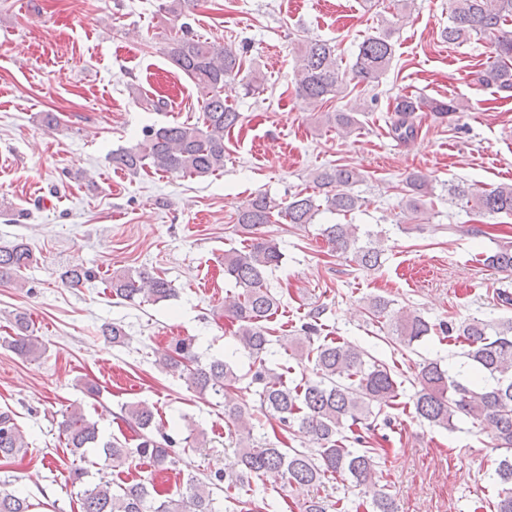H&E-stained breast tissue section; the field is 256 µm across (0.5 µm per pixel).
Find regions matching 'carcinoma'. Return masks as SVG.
Segmentation results:
<instances>
[{
	"instance_id": "1",
	"label": "carcinoma",
	"mask_w": 512,
	"mask_h": 512,
	"mask_svg": "<svg viewBox=\"0 0 512 512\" xmlns=\"http://www.w3.org/2000/svg\"><path fill=\"white\" fill-rule=\"evenodd\" d=\"M194 6V0H159L158 10L175 19L184 16ZM512 21V0H453L451 25L442 32L450 43L462 42L472 35L492 34ZM247 45L216 46L195 35L183 24L179 33L169 39L167 56L173 65L196 86L202 97V117L195 123L147 127L143 139L135 146L112 154V162L131 173L154 170L176 173L183 177H203L224 170V132L241 121V113L224 102L226 83L238 77L251 92L264 81V75L251 68L243 71ZM394 56L391 30L364 39L352 65L354 78L363 83L377 81ZM497 62L481 74L478 81L494 86L501 92H512V35H503L496 42ZM296 92L312 103L334 97L340 91L343 78L337 64L335 48L320 40L308 41L299 50L295 65ZM459 103L425 100L407 94L394 99L393 112L397 119L391 131L400 141L416 134L413 116L428 110L438 114L455 112ZM327 120L342 131L357 124L355 112H330ZM363 181L362 174L347 166L323 168L314 182L324 197L298 192L286 205H281L264 193L246 201L237 213V225L249 235L248 244L224 252V276L234 283L237 291L224 300V313L236 325L235 352L251 361V383L259 385V406L264 415L285 428L296 423L299 432L310 437L312 448H279L253 435L245 412L228 411L227 416L237 428V459L234 464L214 471L209 483L188 479L186 493L178 497L163 496L149 490L146 484L117 483L104 475L99 482L85 484L86 472L76 468L73 483L81 484L80 512H221L215 506L211 487L221 484L226 489L243 486L252 477L267 474L279 476L283 486L308 493L303 499L302 512H326L324 500L309 494L328 478L342 485L368 487L374 484V458L385 453L383 448H365V436H355L354 448L343 447L347 437L340 436L345 423L369 430L382 411L395 405L397 382L391 368L371 356L363 348L346 341H325L313 349L315 378L293 388L281 375L268 366L272 339L266 323L280 306V299L266 283L268 270L279 266L282 253L276 243L257 236L265 224L277 216L289 224H310L320 211L351 214L365 200L353 192ZM433 188L423 176L412 174L405 180L401 200L403 217L411 221L424 213L427 197ZM448 200L462 202L483 216H512V184L493 189H481L464 182L448 184ZM321 235L332 249L348 255L361 270L371 271L382 265L383 230L361 229L357 224H326ZM33 263L32 251L23 243L0 249V281L14 280ZM483 265L498 272H512V244L497 245L484 255ZM112 296L128 302L141 297L154 304L175 295L171 282L146 270L123 269L112 273ZM392 301L375 296L368 302V313L388 318L396 340L410 346L423 340L438 328L465 343V361L459 366L441 365L439 359H426L419 364L414 395V410L418 418L431 426L446 430L457 428L456 421L469 418L479 422L490 434L495 447L503 450L496 462L494 474L500 486L494 512H512V319L495 322L472 317L458 326L434 325L424 317L391 308ZM321 312L310 315L301 331L305 337L294 336L281 343L283 349L298 347L304 339L318 334ZM18 336L11 347L20 356L40 353L38 340L28 335L25 316H15ZM102 336L114 344L126 339L124 325L112 322L101 329ZM169 369L178 370L187 385L200 393L211 392L226 397L240 381L234 361L226 357L200 363L195 339L175 341L171 352L162 361ZM125 410L141 431L134 448L114 437L103 439L97 424L79 409L70 410L61 422L67 447L83 458L93 449L104 459L106 470L119 468L138 458L158 467L175 464L170 447L174 439L153 434L155 413L144 402L126 405ZM25 437L12 413L0 411V460L11 459L26 452ZM35 504L28 498L5 489L0 490V512H33ZM372 512H396L391 495L383 490L374 492Z\"/></svg>"
}]
</instances>
